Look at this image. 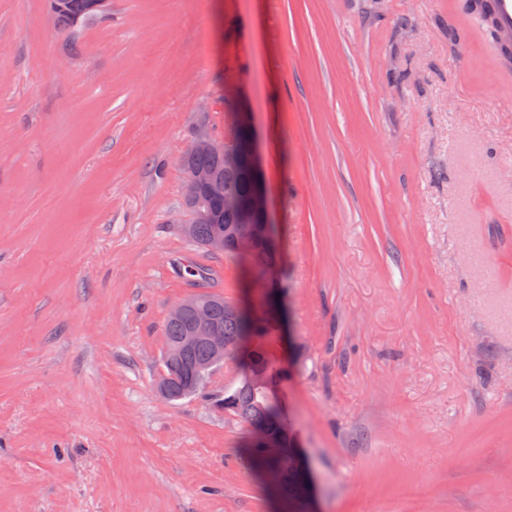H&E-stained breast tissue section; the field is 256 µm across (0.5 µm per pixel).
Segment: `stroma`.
Instances as JSON below:
<instances>
[{
	"label": "stroma",
	"instance_id": "1",
	"mask_svg": "<svg viewBox=\"0 0 512 512\" xmlns=\"http://www.w3.org/2000/svg\"><path fill=\"white\" fill-rule=\"evenodd\" d=\"M453 4L0 0V512H512V71ZM242 103L271 288L181 231L179 156ZM201 293L281 310L311 503L253 473L234 362L158 391ZM93 0H48V9L58 23L67 28H74L78 24L88 22L92 17Z\"/></svg>",
	"mask_w": 512,
	"mask_h": 512
}]
</instances>
